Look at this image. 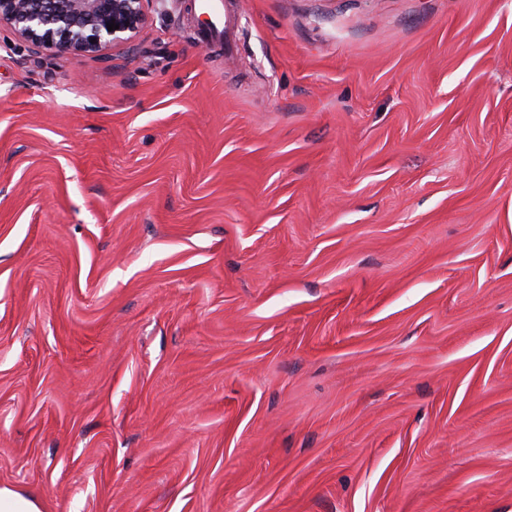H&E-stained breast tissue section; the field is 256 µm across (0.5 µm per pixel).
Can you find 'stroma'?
Returning <instances> with one entry per match:
<instances>
[{
  "label": "stroma",
  "mask_w": 512,
  "mask_h": 512,
  "mask_svg": "<svg viewBox=\"0 0 512 512\" xmlns=\"http://www.w3.org/2000/svg\"><path fill=\"white\" fill-rule=\"evenodd\" d=\"M0 25V486L42 512H512V0ZM150 1L0 0V24L59 54L97 53L111 45L130 46L148 22ZM110 23L119 29L108 31ZM194 9L200 13L207 14L211 20V28L208 32L209 37L224 42L226 48L229 47L227 39V29L229 27V9L223 0H195Z\"/></svg>",
  "instance_id": "1"
}]
</instances>
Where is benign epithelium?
Returning a JSON list of instances; mask_svg holds the SVG:
<instances>
[{"label": "benign epithelium", "mask_w": 512, "mask_h": 512, "mask_svg": "<svg viewBox=\"0 0 512 512\" xmlns=\"http://www.w3.org/2000/svg\"><path fill=\"white\" fill-rule=\"evenodd\" d=\"M150 0H0V24L59 54L129 46L148 22ZM119 28L110 31L107 25Z\"/></svg>", "instance_id": "7a95c632"}]
</instances>
